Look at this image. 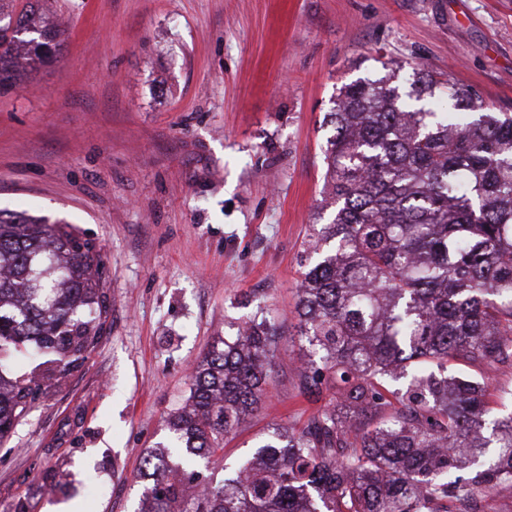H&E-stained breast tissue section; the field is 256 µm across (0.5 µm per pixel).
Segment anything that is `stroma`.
<instances>
[{
  "instance_id": "stroma-1",
  "label": "stroma",
  "mask_w": 512,
  "mask_h": 512,
  "mask_svg": "<svg viewBox=\"0 0 512 512\" xmlns=\"http://www.w3.org/2000/svg\"><path fill=\"white\" fill-rule=\"evenodd\" d=\"M56 58L0 91V210L93 239L96 344L0 444V512H136L143 456L193 366L245 318L281 326L256 415L216 479L303 392V250L323 223V118L336 89L399 66L512 112V0H48Z\"/></svg>"
}]
</instances>
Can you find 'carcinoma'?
Returning <instances> with one entry per match:
<instances>
[{
  "instance_id": "obj_1",
  "label": "carcinoma",
  "mask_w": 512,
  "mask_h": 512,
  "mask_svg": "<svg viewBox=\"0 0 512 512\" xmlns=\"http://www.w3.org/2000/svg\"><path fill=\"white\" fill-rule=\"evenodd\" d=\"M17 15L16 20L3 22ZM43 0H0V89L60 47ZM343 84L324 153L334 210L298 287L311 348L301 388L329 397L303 427L266 433L214 479L190 467L258 409L280 333L263 317L217 338L191 373L169 441L143 457L139 512H456L512 490V412L448 369L512 357V113L414 71ZM101 249L70 225L0 211V443L94 347ZM30 372L13 374L28 357Z\"/></svg>"
}]
</instances>
